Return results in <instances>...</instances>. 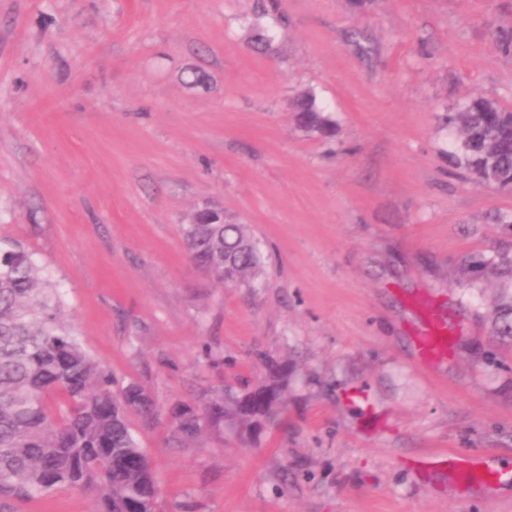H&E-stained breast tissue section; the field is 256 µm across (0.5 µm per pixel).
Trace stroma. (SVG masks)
<instances>
[{"label":"stroma","instance_id":"stroma-1","mask_svg":"<svg viewBox=\"0 0 512 512\" xmlns=\"http://www.w3.org/2000/svg\"><path fill=\"white\" fill-rule=\"evenodd\" d=\"M512 0H0V237L33 250L65 317L118 382L161 405L288 366V412L249 447L141 433L182 512H512L431 453L512 468V190L452 163L447 106L512 108ZM274 50H257L260 37ZM309 90L336 123L300 126ZM206 204L249 225L257 287L216 283L182 241ZM458 328L427 373L414 299ZM66 490L19 512H95Z\"/></svg>","mask_w":512,"mask_h":512}]
</instances>
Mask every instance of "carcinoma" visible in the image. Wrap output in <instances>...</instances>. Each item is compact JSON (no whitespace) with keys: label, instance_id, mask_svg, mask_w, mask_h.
<instances>
[{"label":"carcinoma","instance_id":"carcinoma-1","mask_svg":"<svg viewBox=\"0 0 512 512\" xmlns=\"http://www.w3.org/2000/svg\"><path fill=\"white\" fill-rule=\"evenodd\" d=\"M298 121L323 137L335 133L307 91L293 103ZM465 113L475 137L455 136L458 167L487 185L512 188V108L479 96L447 108L448 130ZM189 259L221 283L255 287L263 270L259 242L244 224H183ZM478 263L512 275V256ZM64 300L35 253L0 239V512L59 488L88 491L96 512H162L154 466L131 417L145 429L167 425L166 443L182 448L224 436L254 417L276 426L287 412L288 372L262 359L268 378L237 396L202 388L190 402L162 408L130 380L114 389L112 372L93 358L63 316Z\"/></svg>","mask_w":512,"mask_h":512}]
</instances>
